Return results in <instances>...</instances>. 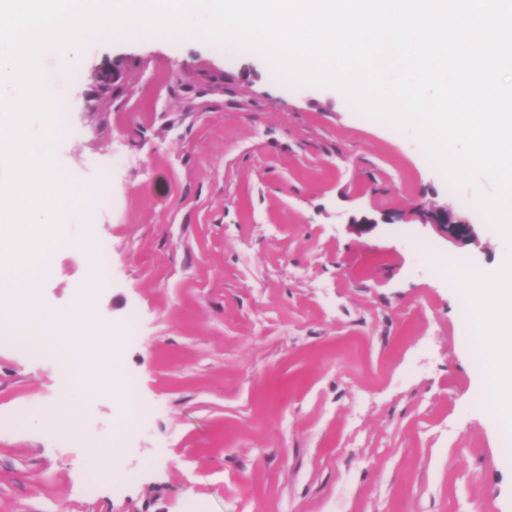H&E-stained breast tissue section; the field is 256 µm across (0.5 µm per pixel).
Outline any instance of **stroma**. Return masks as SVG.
<instances>
[{
    "label": "stroma",
    "instance_id": "obj_1",
    "mask_svg": "<svg viewBox=\"0 0 512 512\" xmlns=\"http://www.w3.org/2000/svg\"><path fill=\"white\" fill-rule=\"evenodd\" d=\"M112 63L117 95L96 81ZM46 78L59 168L81 190L111 181L112 207L66 208L40 301L71 311L86 243H107L88 315L116 335L137 318L112 364L146 412L79 396L75 432L50 428L58 362L0 340V512H512V439L481 401L451 275L511 249L410 130L198 33L124 29ZM418 208L475 235L401 221ZM106 452L131 481L89 485ZM422 224H443L448 229V236L458 238H471L474 230L471 224L461 219L450 218L445 210H437L427 214H415Z\"/></svg>",
    "mask_w": 512,
    "mask_h": 512
}]
</instances>
